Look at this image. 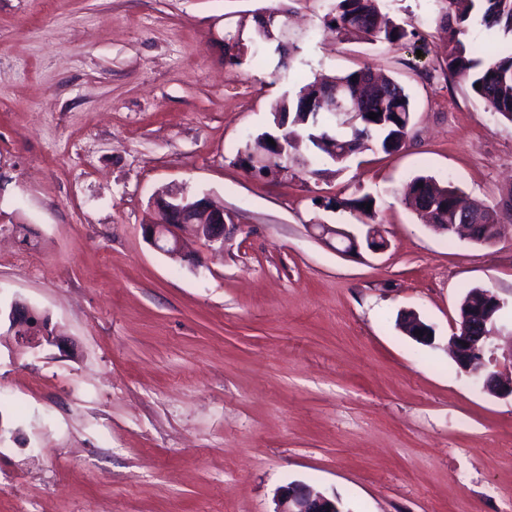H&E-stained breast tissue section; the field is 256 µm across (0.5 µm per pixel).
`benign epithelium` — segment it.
Returning <instances> with one entry per match:
<instances>
[{"instance_id": "obj_1", "label": "benign epithelium", "mask_w": 512, "mask_h": 512, "mask_svg": "<svg viewBox=\"0 0 512 512\" xmlns=\"http://www.w3.org/2000/svg\"><path fill=\"white\" fill-rule=\"evenodd\" d=\"M376 78L367 77L360 85V91L349 95L345 88L337 86L325 95H318L320 105H328L336 115V123L340 128H350L362 116L366 115L361 109L362 91L371 90ZM288 124V113H276L275 126L277 131L262 138V146L254 149L247 147L240 153L239 163L250 172L263 176H275L283 165L280 159L290 154L288 140L283 138L282 131ZM274 144H269L268 139ZM156 218L149 224L143 225L144 237L160 252L168 256L182 254V244L179 232L185 228L212 245L224 246V241L239 228L232 216L224 211V207L215 204L209 197L191 193L184 188L172 191L168 197L157 200L154 204ZM454 228L458 235L469 239L477 245H492L500 235L499 224H437L435 228L446 231ZM319 237H334L343 242L342 252H358L362 249L379 254L387 248V242L379 230L372 224L363 238H357L350 231L330 224H316ZM504 307V301L495 295L483 293L478 300V307L471 313L459 317V328L451 337V353L458 365L465 371L485 370L487 364L500 365L507 362L512 370V350L498 359L495 354L488 353L487 341L500 333L497 328V318ZM8 319L11 330L17 331L38 320L35 311L28 305L18 302L11 306ZM403 330L413 339L428 343L433 338L432 328L424 323L419 316L412 315L405 323ZM422 334H416V331ZM20 349L36 348L45 342L54 345L61 343L56 331L42 330L37 336L23 335L14 337ZM482 388L497 397L512 396V375L503 376L498 371H491L477 376ZM274 512H340L336 499L330 498L302 482H291L280 488L277 493Z\"/></svg>"}]
</instances>
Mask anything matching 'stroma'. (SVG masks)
I'll return each mask as SVG.
<instances>
[{"instance_id": "stroma-1", "label": "stroma", "mask_w": 512, "mask_h": 512, "mask_svg": "<svg viewBox=\"0 0 512 512\" xmlns=\"http://www.w3.org/2000/svg\"><path fill=\"white\" fill-rule=\"evenodd\" d=\"M333 5L0 0V307L26 301L69 344L0 335V512H273L294 481L344 512H512V397L448 353L473 287L504 301L491 345L512 347V223L476 245L403 200L419 175L490 205L511 193L512 121L445 78L443 0H380L416 33L399 47L329 30ZM277 9L299 47L287 72L225 62L226 33L251 44L253 14ZM365 64L411 97L401 151L275 179L237 164L284 93ZM172 186L232 214L222 251L188 231L186 261L147 242ZM363 194L372 214L317 205ZM370 223L377 255L312 230Z\"/></svg>"}]
</instances>
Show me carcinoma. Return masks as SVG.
I'll return each mask as SVG.
<instances>
[{
    "label": "carcinoma",
    "mask_w": 512,
    "mask_h": 512,
    "mask_svg": "<svg viewBox=\"0 0 512 512\" xmlns=\"http://www.w3.org/2000/svg\"><path fill=\"white\" fill-rule=\"evenodd\" d=\"M445 7L437 22V29L445 39V66L448 74L469 84L474 95L482 100L491 112L512 121V49L501 53H489L484 57H475L467 51L465 37L469 31L470 11L477 9L485 28L505 35L512 34V0H444ZM328 28L338 34L356 35L370 41H383L392 46H402L416 37V32L407 30L400 24L389 21L380 11L379 0H336L334 14L326 20ZM241 41L227 35L224 39L225 60L239 64L244 53ZM372 67L364 65L344 75L324 79L327 86L353 84L360 73L370 71ZM384 88L382 105L385 123L369 119L362 121L346 133L336 136V148L349 145L352 149H371L378 147L385 153L400 150L411 135L412 103L409 93L397 80L379 75ZM311 87L305 84L299 88L295 97L281 98L272 107L273 112L291 113L292 126L288 134L294 137L309 136L313 130V121H305L304 113L311 111L314 97L303 92ZM411 187L429 194L438 202L447 216L435 219L437 224L451 223L453 206L458 189L451 184L441 185L433 177L420 175L412 180ZM492 215L494 223L512 220V195L494 205L481 202L471 204Z\"/></svg>",
    "instance_id": "cac0c4a2"
}]
</instances>
